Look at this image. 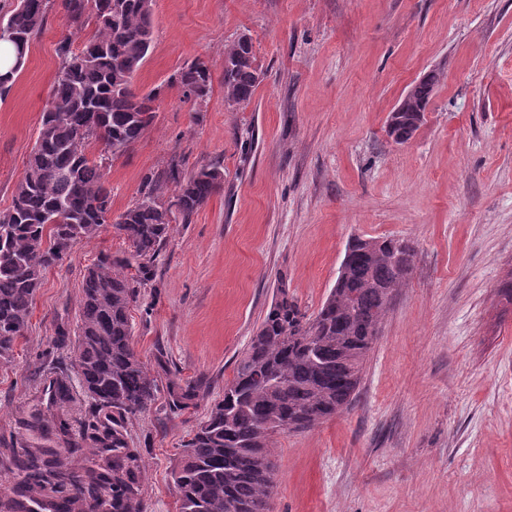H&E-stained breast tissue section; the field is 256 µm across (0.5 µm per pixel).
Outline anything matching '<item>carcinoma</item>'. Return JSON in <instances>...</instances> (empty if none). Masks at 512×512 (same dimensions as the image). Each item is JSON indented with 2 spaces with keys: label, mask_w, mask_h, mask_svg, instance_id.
Listing matches in <instances>:
<instances>
[{
  "label": "carcinoma",
  "mask_w": 512,
  "mask_h": 512,
  "mask_svg": "<svg viewBox=\"0 0 512 512\" xmlns=\"http://www.w3.org/2000/svg\"><path fill=\"white\" fill-rule=\"evenodd\" d=\"M50 0H17L0 18V41L13 51L0 69V100L23 69L32 36L46 22ZM67 28L95 33L82 48L66 35L56 49L61 65L42 113L24 176L12 204L0 212V362L10 361L25 336L44 275L75 242L94 238L112 215V191L104 158L90 151L102 144L112 155L129 151L154 124L161 89L136 90L134 75L153 47L152 0H61ZM224 106L249 103L261 81L252 43L237 39L224 49ZM439 75L416 85L402 112L388 118V136L409 141L423 121ZM195 112L212 91L211 70L202 62L179 67L168 80ZM224 188V172L205 165L186 172L173 156L163 173L148 174L139 198L115 222L129 244L123 257L103 254L86 269L78 296L79 319L72 342L73 368L94 409H112V431L93 437L85 454L112 447V469L99 473L78 455L60 470L43 448L0 445V464L27 472L9 512L27 503L51 512H88L87 498L112 497V512H142V471L127 447L125 421L148 410L158 384L136 353L131 306L136 285L150 282L154 262L175 223L192 217ZM341 276L309 315L278 280L275 298L238 359L233 378L193 435L185 441L172 478L180 512H270L275 482L274 436L288 426L299 432L330 420L351 405L363 362L395 294L414 266L405 239L355 237L346 247ZM137 264L138 278L126 270ZM52 400H73L68 377L55 378Z\"/></svg>",
  "instance_id": "1"
}]
</instances>
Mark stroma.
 Listing matches in <instances>:
<instances>
[{"instance_id":"stroma-1","label":"stroma","mask_w":512,"mask_h":512,"mask_svg":"<svg viewBox=\"0 0 512 512\" xmlns=\"http://www.w3.org/2000/svg\"><path fill=\"white\" fill-rule=\"evenodd\" d=\"M137 90L164 86L154 124L107 157L112 212L172 156L221 167L224 189L178 224L131 308L133 345L158 381L127 426L143 512H178L172 480L188 434L219 400L278 278L315 312L351 237L416 249L351 408L277 436L271 512H512V0H154ZM69 34L60 6L0 101V212L12 203ZM248 36L262 70L249 104L224 106V47ZM211 70L202 111L165 83ZM441 80L410 141L387 135L424 74ZM111 225L49 270L24 339L0 363V441L73 461L47 386L70 365L83 273L124 256ZM193 390L174 408L170 385Z\"/></svg>"}]
</instances>
